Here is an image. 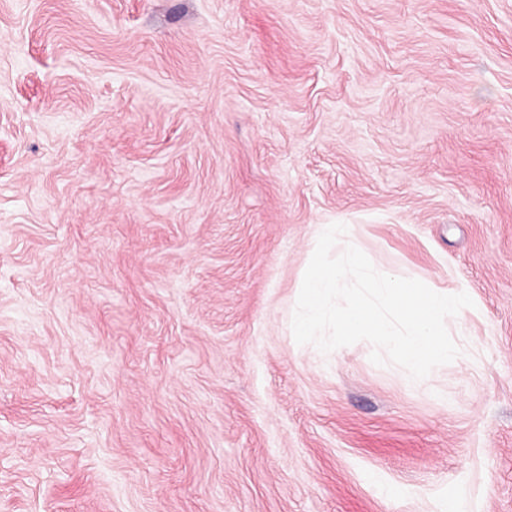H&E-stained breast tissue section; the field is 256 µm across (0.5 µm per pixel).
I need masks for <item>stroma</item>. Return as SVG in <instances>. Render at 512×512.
<instances>
[{
	"instance_id": "obj_1",
	"label": "stroma",
	"mask_w": 512,
	"mask_h": 512,
	"mask_svg": "<svg viewBox=\"0 0 512 512\" xmlns=\"http://www.w3.org/2000/svg\"><path fill=\"white\" fill-rule=\"evenodd\" d=\"M474 302L411 380L300 345L318 225ZM512 512V0H0V512Z\"/></svg>"
}]
</instances>
